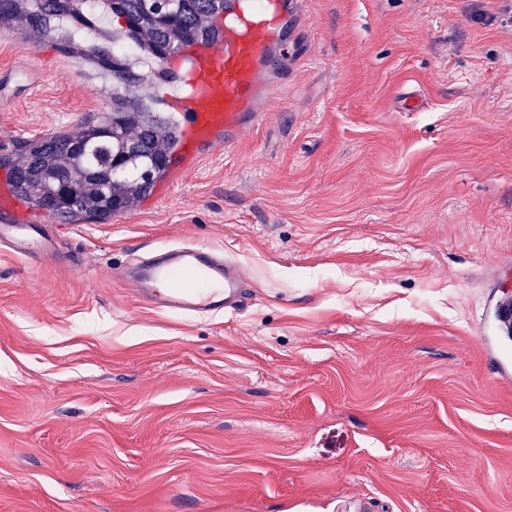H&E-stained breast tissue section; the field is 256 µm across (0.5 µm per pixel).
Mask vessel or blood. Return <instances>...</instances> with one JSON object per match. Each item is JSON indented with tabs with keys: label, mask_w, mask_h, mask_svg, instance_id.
I'll return each mask as SVG.
<instances>
[{
	"label": "vessel or blood",
	"mask_w": 512,
	"mask_h": 512,
	"mask_svg": "<svg viewBox=\"0 0 512 512\" xmlns=\"http://www.w3.org/2000/svg\"><path fill=\"white\" fill-rule=\"evenodd\" d=\"M288 0H233L221 36L196 40L162 58L155 95L181 123L179 171H187L218 136L236 137L260 118L258 104L268 63L282 49ZM0 239L19 256L49 251L40 221L0 177ZM139 298L183 313L242 308L250 298L239 265L201 245L173 249L169 259L145 261L131 281Z\"/></svg>",
	"instance_id": "obj_1"
}]
</instances>
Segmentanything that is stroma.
I'll list each match as a JSON object with an SVG mask.
<instances>
[{
	"instance_id": "35a3bbf8",
	"label": "stroma",
	"mask_w": 512,
	"mask_h": 512,
	"mask_svg": "<svg viewBox=\"0 0 512 512\" xmlns=\"http://www.w3.org/2000/svg\"><path fill=\"white\" fill-rule=\"evenodd\" d=\"M259 122L153 208L0 246V512H512V0H297ZM0 22V156L112 77ZM247 306L116 270L182 243ZM169 253L167 260L143 261L130 281L141 300L183 313H219L247 304V278L223 252L196 244Z\"/></svg>"
}]
</instances>
